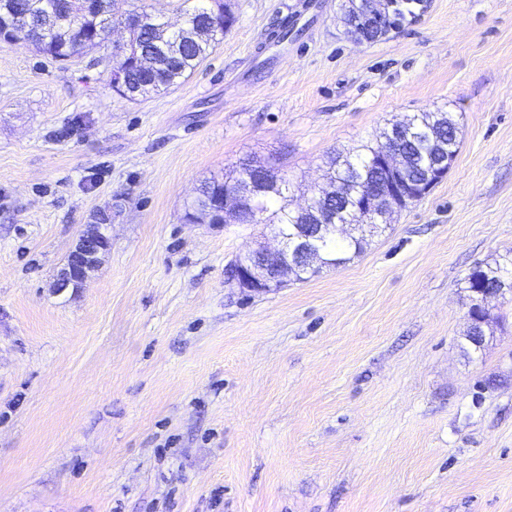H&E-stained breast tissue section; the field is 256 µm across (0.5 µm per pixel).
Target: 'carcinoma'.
<instances>
[{"label": "carcinoma", "mask_w": 512, "mask_h": 512, "mask_svg": "<svg viewBox=\"0 0 512 512\" xmlns=\"http://www.w3.org/2000/svg\"><path fill=\"white\" fill-rule=\"evenodd\" d=\"M210 0H183L182 14L195 21L209 18ZM10 10L27 25V39L35 49L55 60L74 58L86 49L100 45L106 28L97 11H89L85 0H0V8ZM224 25L206 38L195 43H186L172 54L155 51L162 39L175 41L181 30L171 27L163 18L156 19L151 30H132L129 33L130 55L125 59L126 71L131 76L130 100L145 98L151 94L175 87L185 81L200 63L214 50L235 23L234 15L224 10ZM410 132L404 134L398 146L404 148L410 157L405 169V178L412 182L425 180V173L432 162L435 144L446 142L448 154L458 153L460 141L455 124L447 118L437 117L430 112H421L411 119ZM381 144H362L336 157L330 178L343 183L344 194L328 205V213L335 217L337 224L357 222L356 200L358 195L378 179L371 162L378 154ZM224 180L212 178L199 188L198 195L188 206L186 221L196 224L202 220L216 224L218 220L211 213L219 201ZM288 181L276 175L270 176L264 192L265 207L256 217L257 224H278L288 234L296 231V225L307 220L292 214L288 204ZM366 236H331L321 244L324 258L331 261L330 268H339L350 260L349 253L362 252ZM467 289L475 292L478 288H502L512 286V260L494 261L475 267L466 277Z\"/></svg>", "instance_id": "carcinoma-1"}]
</instances>
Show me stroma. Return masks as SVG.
<instances>
[{"mask_svg":"<svg viewBox=\"0 0 512 512\" xmlns=\"http://www.w3.org/2000/svg\"><path fill=\"white\" fill-rule=\"evenodd\" d=\"M183 83L128 101L93 48L0 44V512H512V301L464 355L467 274L512 255V0H429L372 43L345 0H224ZM300 34L282 42L281 25ZM446 112L447 176L336 269L263 293L260 224H189L200 185ZM111 247L53 279L85 225Z\"/></svg>","mask_w":512,"mask_h":512,"instance_id":"obj_1","label":"stroma"}]
</instances>
